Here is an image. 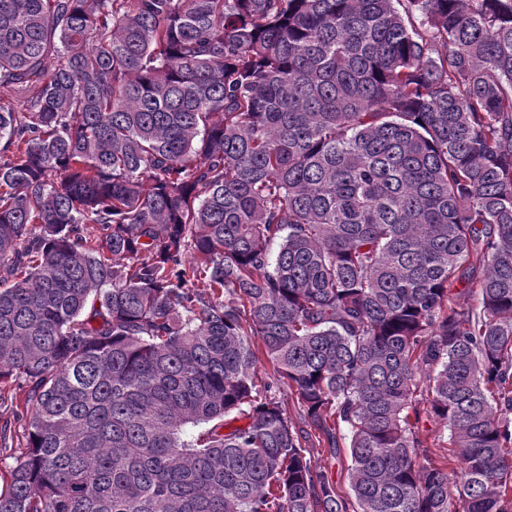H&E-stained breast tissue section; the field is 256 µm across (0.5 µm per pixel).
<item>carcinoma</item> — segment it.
<instances>
[{
  "label": "carcinoma",
  "mask_w": 512,
  "mask_h": 512,
  "mask_svg": "<svg viewBox=\"0 0 512 512\" xmlns=\"http://www.w3.org/2000/svg\"><path fill=\"white\" fill-rule=\"evenodd\" d=\"M2 85L0 512H512V0H0ZM2 401L0 400V426L6 422L11 430V437L7 439L8 447L23 448L22 428L17 421L18 415L24 412L26 393L24 388L17 385L1 387ZM419 429L423 435L428 437L430 444H437L436 448H433L437 454L443 456L447 453L449 432L442 424L433 420H427L426 417L423 416L419 423ZM341 434L337 433V445L339 448V452L337 454L336 461H332L331 464H328L326 462V466L329 467V470L331 471L332 478L336 481V483L343 489L346 490L348 487L347 483V466L349 464L348 459V453H347V446H348V439L346 432H342ZM345 437L346 439H343Z\"/></svg>",
  "instance_id": "cac0c4a2"
}]
</instances>
